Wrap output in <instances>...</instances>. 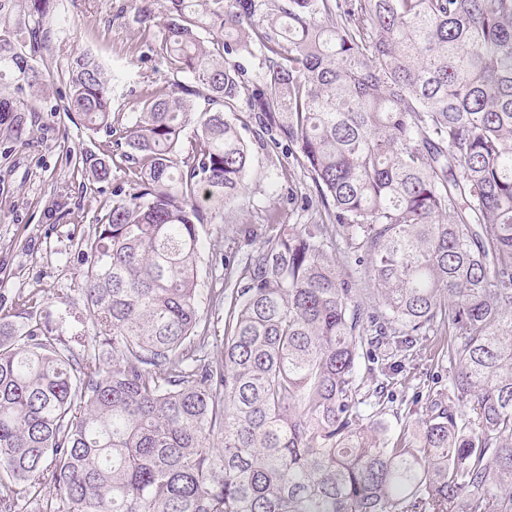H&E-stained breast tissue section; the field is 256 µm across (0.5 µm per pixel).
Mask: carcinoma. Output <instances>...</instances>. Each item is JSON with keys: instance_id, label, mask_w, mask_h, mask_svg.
Returning a JSON list of instances; mask_svg holds the SVG:
<instances>
[{"instance_id": "1", "label": "carcinoma", "mask_w": 512, "mask_h": 512, "mask_svg": "<svg viewBox=\"0 0 512 512\" xmlns=\"http://www.w3.org/2000/svg\"><path fill=\"white\" fill-rule=\"evenodd\" d=\"M137 2L146 24L160 6L155 52L191 82L148 85L122 127L104 66L67 71L66 111L108 137L81 172L108 180L120 146L134 187L80 241L82 351L0 317V512H512V0ZM54 5L0 0L11 148L49 86ZM257 51L250 89L230 58ZM252 123L293 147L323 218L281 225L213 290L210 360L198 225L237 195ZM438 325L450 386L387 437L358 359L374 379L381 350L414 357Z\"/></svg>"}]
</instances>
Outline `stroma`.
<instances>
[{"label": "stroma", "instance_id": "1", "mask_svg": "<svg viewBox=\"0 0 512 512\" xmlns=\"http://www.w3.org/2000/svg\"><path fill=\"white\" fill-rule=\"evenodd\" d=\"M48 26L52 47L41 66L50 88L35 116L33 141L0 156V316L15 320L32 304L68 338L84 331L73 320L84 309L85 258L78 243L93 234L101 202L111 200L113 191L129 190L133 175L118 158L104 182L76 171L81 152L105 136L70 118L62 75L74 56L94 55L114 77L112 114L129 126L146 85L164 83L172 74L154 50L161 29L140 23L135 0H56ZM251 151L243 193L212 223L198 227V306L202 322L217 338L208 348L212 357L221 354L218 338L224 333V310L215 304L212 289L225 274L240 275L247 254L273 238L280 225L307 224L316 217L302 209L315 188L287 145H255ZM392 360L405 364L390 384L393 401L384 416L394 437L403 426L426 419L427 388L447 389L453 366L432 341L412 360L402 361L397 354Z\"/></svg>", "mask_w": 512, "mask_h": 512}]
</instances>
